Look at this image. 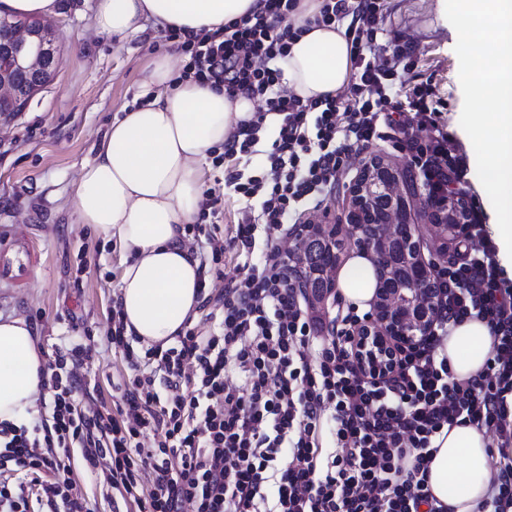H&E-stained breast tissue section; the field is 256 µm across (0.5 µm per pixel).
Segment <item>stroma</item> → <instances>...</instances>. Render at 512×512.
Here are the masks:
<instances>
[{"mask_svg":"<svg viewBox=\"0 0 512 512\" xmlns=\"http://www.w3.org/2000/svg\"><path fill=\"white\" fill-rule=\"evenodd\" d=\"M390 28L416 47V73L431 77L448 100V127L458 148L472 147L460 125L463 94L456 31L441 0H389ZM95 0H60L50 15L59 48L55 78L9 123H0V247L27 260L0 274V316L25 319L45 358L93 338L92 361L79 366L75 396L87 411L113 408L112 381L125 363L105 335L117 305L121 256L78 223L75 179L93 160L104 132L140 101L141 72L165 52L174 74L188 54L166 30L147 25L138 34L98 31Z\"/></svg>","mask_w":512,"mask_h":512,"instance_id":"1","label":"stroma"}]
</instances>
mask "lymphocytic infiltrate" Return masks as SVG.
Here are the masks:
<instances>
[{
	"instance_id": "obj_1",
	"label": "lymphocytic infiltrate",
	"mask_w": 512,
	"mask_h": 512,
	"mask_svg": "<svg viewBox=\"0 0 512 512\" xmlns=\"http://www.w3.org/2000/svg\"><path fill=\"white\" fill-rule=\"evenodd\" d=\"M261 3L213 34H170L190 55L185 74L258 104L224 146L238 222L205 237L212 259L231 250L242 260L240 278L200 296L216 328L188 327L170 347L137 351L113 313L106 337L132 375L111 412L85 413L74 399L72 367L91 359L89 345L48 361L50 420L0 422V512H90L72 481L79 459L136 512H442L427 479L431 439L447 425L498 437L497 482L479 512H512V280L476 200L452 230L447 261L430 271L432 328L379 373L357 363L367 315L341 305L333 324L318 323L279 245L294 217L328 208L350 157L378 141L404 154L430 218L447 221L449 196H466L468 166L450 147L448 101L413 74L415 48L387 29L386 0H321L311 21L343 29L352 78L321 99L288 93L273 62L300 35L286 23L299 0ZM272 114L281 123L269 142ZM254 154L263 170L245 174ZM470 319L494 342L481 374L461 380L437 349ZM6 472L24 479L11 484Z\"/></svg>"
}]
</instances>
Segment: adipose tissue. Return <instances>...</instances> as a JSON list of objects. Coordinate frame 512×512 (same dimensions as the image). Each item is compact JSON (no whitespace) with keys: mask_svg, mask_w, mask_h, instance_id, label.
<instances>
[{"mask_svg":"<svg viewBox=\"0 0 512 512\" xmlns=\"http://www.w3.org/2000/svg\"><path fill=\"white\" fill-rule=\"evenodd\" d=\"M259 0H97L95 23L105 34H136L146 22L210 34L257 11ZM286 84L298 96L336 94L351 78L343 34L311 27L292 43L283 66ZM145 101L114 120L83 166L75 184L79 223L113 242L124 261L117 300L127 335L166 345L198 315L199 260L184 244V227L200 208L204 165L227 142L254 103L229 97L211 84L175 81L167 57L142 72ZM375 275L363 255L339 271L342 297L367 310ZM493 338L485 323L468 320L452 328L437 354L447 357L460 379L483 369ZM45 359L29 324L0 320V422L19 423L35 406ZM429 487L445 512H475L496 479L488 466V438L471 426L444 427L433 436Z\"/></svg>","mask_w":512,"mask_h":512,"instance_id":"adipose-tissue-1","label":"adipose tissue"}]
</instances>
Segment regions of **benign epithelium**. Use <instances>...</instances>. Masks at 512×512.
<instances>
[{
  "label": "benign epithelium",
  "mask_w": 512,
  "mask_h": 512,
  "mask_svg": "<svg viewBox=\"0 0 512 512\" xmlns=\"http://www.w3.org/2000/svg\"><path fill=\"white\" fill-rule=\"evenodd\" d=\"M58 60L50 24L38 18L0 17L1 121H9L36 90L53 80ZM411 184L402 164L372 156L360 166L347 193L345 223L357 228L370 218L376 224L373 237L359 247L374 268L371 323L376 326L375 345L381 349L394 343H416L431 328L437 308L435 289L425 287L428 266L412 234L415 193ZM342 229L341 224H309L287 251L288 260L295 263L296 283L309 305L327 315L336 307V264L330 263L319 272L329 288L316 293L305 277L302 259L311 248L313 235L331 231L339 237Z\"/></svg>",
  "instance_id": "1"
}]
</instances>
